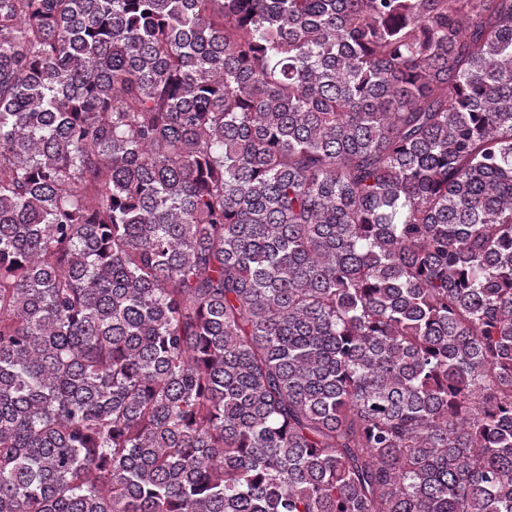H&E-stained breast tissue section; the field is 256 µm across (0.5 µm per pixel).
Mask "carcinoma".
Returning a JSON list of instances; mask_svg holds the SVG:
<instances>
[{
	"label": "carcinoma",
	"mask_w": 512,
	"mask_h": 512,
	"mask_svg": "<svg viewBox=\"0 0 512 512\" xmlns=\"http://www.w3.org/2000/svg\"><path fill=\"white\" fill-rule=\"evenodd\" d=\"M0 512H512V0H0Z\"/></svg>",
	"instance_id": "carcinoma-1"
}]
</instances>
